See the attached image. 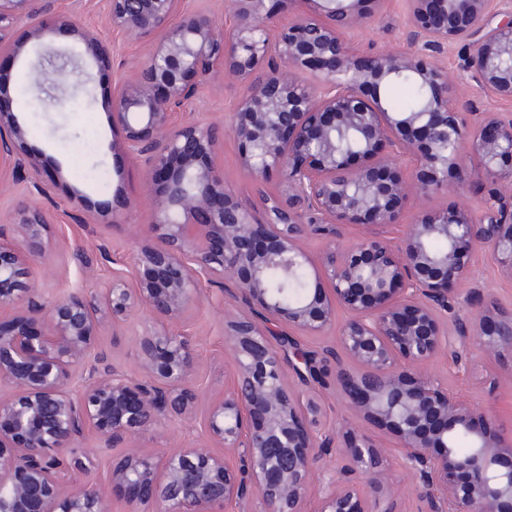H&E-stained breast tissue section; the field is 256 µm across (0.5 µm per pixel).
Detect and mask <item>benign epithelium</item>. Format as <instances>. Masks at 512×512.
Here are the masks:
<instances>
[{"label":"benign epithelium","mask_w":512,"mask_h":512,"mask_svg":"<svg viewBox=\"0 0 512 512\" xmlns=\"http://www.w3.org/2000/svg\"><path fill=\"white\" fill-rule=\"evenodd\" d=\"M109 2L110 25L149 43L114 95L112 117L144 162L156 242L134 258L135 285L116 272L103 289L47 302L25 266L26 256L45 252V213L29 207L18 224L0 226L1 238L14 235L0 242V317L8 316L0 320V490L8 489L0 512H114V488L129 512H224L250 502L259 512H307L316 482L324 495L314 512H392L399 488L382 482V449L351 426L318 428L317 407L288 387L291 376L310 390L326 387L330 361L347 406L395 437L430 512H512V432L494 429L429 372L440 354L464 370L476 351L512 354V314L491 316L479 288L460 293L480 249L512 279V166L504 165L512 113L481 112L474 99L461 112L456 79L434 60L444 44H462L460 79L479 96L511 102L512 0H409L407 49L376 54L346 40L364 21L366 0H312L325 20L296 18L279 33L264 0H231L228 30L181 0ZM48 14L75 28L97 65L112 66L110 45L58 0H0V54L63 57L45 41ZM19 19L28 27L22 42L10 38ZM219 70L242 89L230 126L181 119ZM402 76L424 90L416 111L383 101ZM226 130L257 189L279 180L257 207L224 192L211 164ZM25 135L0 106V166L28 172L45 194L36 159L20 154ZM471 164L495 184L479 199L480 216L422 206L407 220L410 204L467 186ZM353 225L366 228L359 243L336 251ZM391 229L401 230L396 243ZM317 232L330 247L313 258L302 242ZM433 239L446 249L433 252ZM271 267L303 274L300 301L269 288ZM204 279L233 286L224 332L235 372L207 403L206 445L147 448L145 436L161 438L171 419L195 415L192 346L168 325L197 306ZM339 307L348 318L338 327ZM141 308L160 325L138 337L142 378L133 379L96 342L106 319L120 323ZM334 327L336 343L320 353L298 339ZM87 432L127 448L109 483L92 490L71 482L94 467L75 451ZM455 436L466 452L452 448ZM326 448L344 461L340 479L320 467Z\"/></svg>","instance_id":"1"}]
</instances>
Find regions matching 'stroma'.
<instances>
[{"label": "stroma", "instance_id": "1", "mask_svg": "<svg viewBox=\"0 0 512 512\" xmlns=\"http://www.w3.org/2000/svg\"><path fill=\"white\" fill-rule=\"evenodd\" d=\"M76 9L81 21L96 28L109 43L114 63L108 69L96 67L82 56L72 28L49 26L47 41L66 52L72 65L87 74L82 94L69 108L19 111L14 91L33 64L9 56L0 58V84L5 87L0 105L18 110V119L27 131L22 150L39 159L40 179L49 187L47 194L40 195L31 179L17 180L11 171L1 172L0 225L13 222L22 201L47 213V251L34 266L38 285L49 301L80 288H104L117 271L132 274L134 257L147 242L144 232L153 218V203L143 189L145 166L127 151L123 132L112 120V96L126 81L130 64L143 58L148 47L130 43L110 27L108 0H78ZM409 27L407 0H379L372 7L369 22L350 30L347 38L364 53L394 51L405 47ZM240 96V87L218 74L184 114L200 123L227 119L235 112ZM213 166L235 199L245 204L255 201L256 187L242 170L240 146L232 135H225ZM471 281L483 288L491 310L512 313V280L500 276L489 251L476 255ZM200 288L201 303L178 329L191 340L195 378L206 400L223 392L234 372V361L225 347L222 288L207 281ZM153 322L149 312L136 311L127 321L105 327L97 348L128 376L139 378L136 339ZM473 363V371L465 373L450 366L441 355L433 360L430 370L444 387L495 415L501 428H512V382L503 378L512 368V356L488 359L477 353ZM320 399L323 428L352 423L370 433L382 448V478L401 489L396 512H429L427 501L410 489L412 476L393 438L378 424L351 411L338 388L323 391Z\"/></svg>", "mask_w": 512, "mask_h": 512}]
</instances>
